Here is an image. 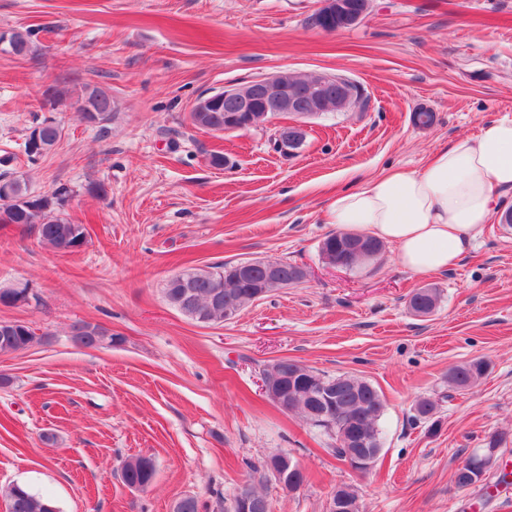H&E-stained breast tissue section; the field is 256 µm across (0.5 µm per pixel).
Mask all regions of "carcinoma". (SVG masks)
<instances>
[{
    "label": "carcinoma",
    "mask_w": 512,
    "mask_h": 512,
    "mask_svg": "<svg viewBox=\"0 0 512 512\" xmlns=\"http://www.w3.org/2000/svg\"><path fill=\"white\" fill-rule=\"evenodd\" d=\"M13 47L6 53L18 57L35 54L30 33L13 29ZM76 104L80 115L87 114L83 105L91 106L98 114V123L112 119L114 103L105 89L86 84L80 89ZM192 124L198 128L220 132L224 129V108L213 112H191ZM40 145L36 151H26L30 160L36 161L49 154L61 141L63 129L53 120L39 123ZM7 187L10 194L0 193V224H21L35 230L41 243L63 254L80 250L87 241V229L83 224H74L62 216L63 205L69 190L58 188L51 195H35L31 192L27 179L22 174L0 176V188ZM384 244L379 239L355 233L338 231L327 235L320 245L322 260L333 263L347 261V267L355 268L375 259L383 252ZM278 275L265 278L259 269L253 270L242 280L237 275L238 264L221 263L205 268H190L170 277L163 288L166 301L183 316L200 324H221L226 312L241 313L258 300L257 294L264 296L281 288L300 283L302 272L288 262H274ZM441 300L436 288H419L408 300L409 310L416 316L433 314ZM43 337L26 323L0 321V354L24 351L41 342ZM71 341L77 346H111L119 342L104 328L90 322L80 321L71 327ZM488 361L475 357L448 370V384L456 390H467L478 383L487 373ZM265 379L274 384H284L288 389L290 412L300 415L313 427L325 432L335 440L332 452L342 454L348 447L343 421L353 418L362 424L370 436L382 437L380 421L384 412L382 394L367 380L355 375L325 376L301 363L280 359L262 370ZM327 382L333 386L336 420L333 426L317 424L315 412L318 405L311 401L314 390L309 382ZM156 478V465L153 460L140 456L125 461L122 467V480L127 486L152 485ZM454 482L460 489H467L480 482L476 472L467 464H462L454 475ZM9 512H59L56 503L35 494L29 486L13 484L7 492Z\"/></svg>",
    "instance_id": "carcinoma-1"
}]
</instances>
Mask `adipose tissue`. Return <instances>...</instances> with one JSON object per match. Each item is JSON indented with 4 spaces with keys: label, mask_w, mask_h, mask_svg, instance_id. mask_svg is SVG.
Wrapping results in <instances>:
<instances>
[{
    "label": "adipose tissue",
    "mask_w": 512,
    "mask_h": 512,
    "mask_svg": "<svg viewBox=\"0 0 512 512\" xmlns=\"http://www.w3.org/2000/svg\"><path fill=\"white\" fill-rule=\"evenodd\" d=\"M512 191V118L460 136L418 171L397 170L336 196L330 216L348 231L393 244L416 274L457 265Z\"/></svg>",
    "instance_id": "adipose-tissue-1"
}]
</instances>
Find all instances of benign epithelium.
<instances>
[{
	"mask_svg": "<svg viewBox=\"0 0 512 512\" xmlns=\"http://www.w3.org/2000/svg\"><path fill=\"white\" fill-rule=\"evenodd\" d=\"M370 0H363L360 8L353 9L345 0H321L317 15L323 21L320 29L337 32L361 23L367 16ZM330 77L321 73L315 79L301 85L288 84V74H277L251 81L245 85L226 89L223 92L224 131L251 129L262 121H271L279 116L289 115L277 127L276 148L278 153L288 158L302 147L307 134V119L325 112H341L351 102L350 94L342 89L329 91ZM381 450L357 455L350 450L344 452L346 464L355 471L369 470L377 460ZM295 467L291 460L283 456L271 464L270 473L285 489L297 488L294 476ZM357 504L335 489L329 496L326 512H352Z\"/></svg>",
	"mask_w": 512,
	"mask_h": 512,
	"instance_id": "7a95c632",
	"label": "benign epithelium"
}]
</instances>
